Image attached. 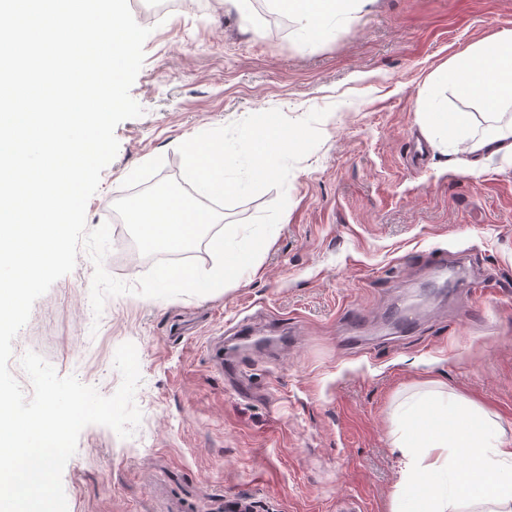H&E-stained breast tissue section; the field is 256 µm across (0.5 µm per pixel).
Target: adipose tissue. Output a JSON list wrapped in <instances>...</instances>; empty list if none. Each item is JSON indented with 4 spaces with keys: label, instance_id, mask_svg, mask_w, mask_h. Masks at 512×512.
<instances>
[{
    "label": "adipose tissue",
    "instance_id": "1",
    "mask_svg": "<svg viewBox=\"0 0 512 512\" xmlns=\"http://www.w3.org/2000/svg\"><path fill=\"white\" fill-rule=\"evenodd\" d=\"M359 0H268L272 10L294 17L299 36L329 37L337 19L351 16ZM496 115L484 135L469 138L475 162L496 157L512 160V30L469 46L424 81L418 97L424 137L447 146L462 131L467 115L448 109L449 97ZM127 220L144 234L149 247L180 251L190 246L198 228L218 223L181 196L132 204ZM394 447L406 458L390 512H462L487 507L512 512V439L485 409L448 393L435 381L418 386L394 413Z\"/></svg>",
    "mask_w": 512,
    "mask_h": 512
}]
</instances>
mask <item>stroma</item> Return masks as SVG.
I'll use <instances>...</instances> for the list:
<instances>
[{"instance_id": "obj_1", "label": "stroma", "mask_w": 512, "mask_h": 512, "mask_svg": "<svg viewBox=\"0 0 512 512\" xmlns=\"http://www.w3.org/2000/svg\"><path fill=\"white\" fill-rule=\"evenodd\" d=\"M145 60L130 90L143 108L120 123L119 150L86 208L138 260L110 250L109 274L135 285L158 253L124 219L167 190L196 198L178 142L281 110H327L320 144L293 168L288 205L256 261L217 296L109 298L86 318L94 266L74 270L34 304L23 328L62 376L101 395L121 383L113 360L134 343L142 421L120 438L85 427L62 475L68 512H166V501L213 512L242 499L251 512H390L405 458L392 445L398 398L429 380L497 414L512 437V162L471 169L467 138L427 147L417 94L470 45L512 29V0H365L331 39L296 37L294 19L253 0L243 27L233 0H189L147 18ZM136 178H127L128 170ZM466 277L434 274L438 251ZM247 323L288 335L244 351L252 394L211 363L213 341Z\"/></svg>"}]
</instances>
